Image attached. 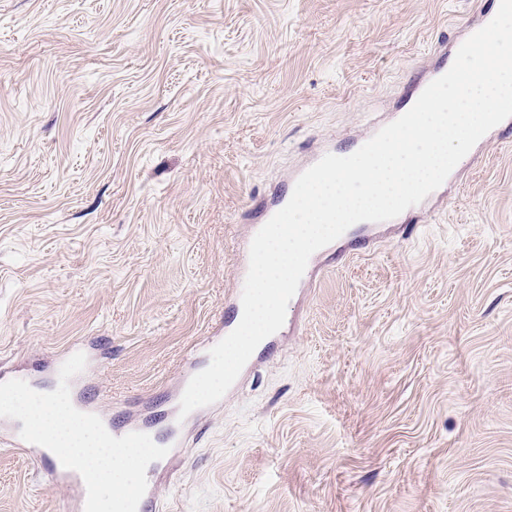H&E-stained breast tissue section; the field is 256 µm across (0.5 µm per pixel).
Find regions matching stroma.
Returning a JSON list of instances; mask_svg holds the SVG:
<instances>
[{
  "label": "stroma",
  "mask_w": 512,
  "mask_h": 512,
  "mask_svg": "<svg viewBox=\"0 0 512 512\" xmlns=\"http://www.w3.org/2000/svg\"><path fill=\"white\" fill-rule=\"evenodd\" d=\"M490 2L0 0V369L37 386L90 340L113 425L160 412L263 199ZM184 432L156 512H512V135L324 259ZM68 507L0 439V512Z\"/></svg>",
  "instance_id": "35a3bbf8"
}]
</instances>
